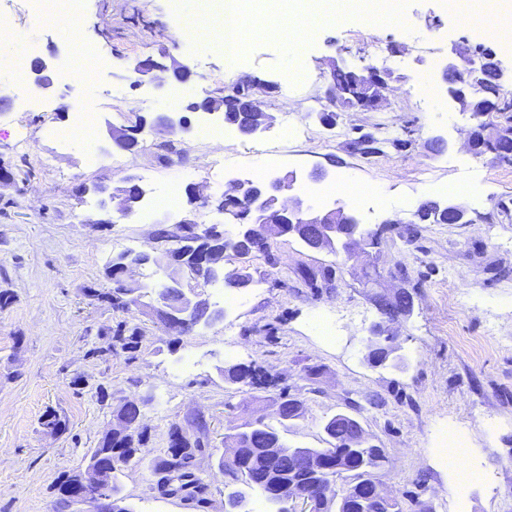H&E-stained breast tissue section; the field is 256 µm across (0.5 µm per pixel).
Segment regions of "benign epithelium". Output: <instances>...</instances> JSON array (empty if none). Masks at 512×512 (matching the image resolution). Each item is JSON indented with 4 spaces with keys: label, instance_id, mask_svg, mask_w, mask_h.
I'll use <instances>...</instances> for the list:
<instances>
[{
    "label": "benign epithelium",
    "instance_id": "benign-epithelium-1",
    "mask_svg": "<svg viewBox=\"0 0 512 512\" xmlns=\"http://www.w3.org/2000/svg\"><path fill=\"white\" fill-rule=\"evenodd\" d=\"M166 55L135 59L128 65V72L135 77L138 87H150L157 91L164 87L174 86L176 83H185L191 77L190 70L176 61L165 62ZM470 63V67L481 80L487 79L483 69V60L478 58V52L469 47L454 45L447 58L444 59L443 79L449 85L450 98L458 105L468 97L475 94L478 84L458 79V71L462 64ZM53 63L49 59H37L35 68L36 82L40 88L47 90L52 86L50 73ZM391 76L387 71H380L369 67L363 76L364 88L372 94L371 110H380L386 100L385 93L390 90ZM270 84H251L248 88H241L236 82L228 87V91L238 93L247 112L261 111L257 96L269 93ZM154 124L170 133L187 130V121L173 113H160L154 118ZM481 134L492 145L512 143V128L494 123H486L480 128ZM293 174L279 177L260 189L245 181H232L224 190L222 199L224 203L218 204V210L232 216L237 224L234 236H251L269 239L277 234L279 225L295 224L303 227V240L312 250H330L346 258L352 257L366 242L369 233L359 224L356 218L338 207L330 210H317L302 198L296 195L285 196V192L292 190ZM138 184L130 178L125 180V186L120 189V201L116 212L124 217L133 212L129 205L130 192ZM248 196L251 203L247 210H234L232 205L238 198ZM174 274L169 282L155 294L152 308L158 310L167 320L168 324L177 327L186 325L194 328L200 322L208 321L207 317L197 314V294L185 277V266L179 255L169 253ZM200 262L212 266L218 275L224 274V251L205 249L197 255ZM149 261V256L143 252L128 254V260L123 263V281L126 287L139 288L141 283L132 279L134 268ZM408 298L406 293L399 291L390 301L381 300V312L389 319H395L406 307ZM368 346L381 348L383 357L375 362L377 366H386L400 369L403 366L401 347L398 336L382 325H376L368 338ZM369 446V442L362 431H357L348 447V450L336 458L337 468L347 464L356 470L366 469V456L359 453V449ZM308 472V480L298 484L287 480L274 479L269 483L273 491L268 493L271 503L278 509L289 508L290 512H319L320 503L335 501L332 487L335 479L323 480V460L314 458L303 465ZM68 496L76 503L87 507L88 512H112V467H105L93 460L79 472L69 487Z\"/></svg>",
    "mask_w": 512,
    "mask_h": 512
}]
</instances>
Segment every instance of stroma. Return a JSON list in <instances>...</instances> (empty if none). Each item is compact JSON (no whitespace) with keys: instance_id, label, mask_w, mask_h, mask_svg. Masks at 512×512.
I'll list each match as a JSON object with an SVG mask.
<instances>
[{"instance_id":"stroma-1","label":"stroma","mask_w":512,"mask_h":512,"mask_svg":"<svg viewBox=\"0 0 512 512\" xmlns=\"http://www.w3.org/2000/svg\"><path fill=\"white\" fill-rule=\"evenodd\" d=\"M214 0H83V23L46 27L27 0H0V12L24 34L0 45V86L13 84L18 57L75 60L82 45L111 58L97 82L54 81L46 99L66 111L30 110L14 103L0 113V167L14 180L0 187V512H56L60 485L82 471L107 432L119 399L149 392L144 411L153 456L169 446V428L191 413L204 416L209 441L247 421L276 424L278 403L290 395L303 416L283 435L291 448H322L325 420L355 416L368 440L384 448L388 464L376 477L405 512H512V162L478 156L467 147L474 121L451 103L442 78L452 45H482V37L444 0H402L401 22L367 24L339 17L336 0H319L323 18L311 41L290 63L280 42L253 32L235 72L222 54L181 34L180 12L217 16ZM385 53L370 55L371 43ZM166 51L187 65L184 90L165 95L136 88L127 70L137 57ZM355 69L376 66L396 78L380 112H337L334 127L319 115L329 102L325 59ZM242 78L276 84L261 96L274 121L261 132L210 139L189 102L223 95ZM93 112L95 126L62 147L46 131L72 121V108ZM187 116L192 130L173 136L152 126L157 113ZM304 132L291 140L287 121ZM134 126L139 146H113L109 126ZM27 138L16 145V134ZM383 140L380 154L355 147L364 135ZM446 142L434 151L430 141ZM105 150L90 163L86 143ZM221 158L244 171L267 165L272 176L294 174L295 193L315 208L343 206L366 230L374 248L353 259L309 249L297 237L271 239L253 259L247 287L199 285L201 298L223 319L197 325L171 344L147 310L124 313L97 295L109 291L105 267L123 246L150 262L134 279L149 289L167 280L173 242L154 237L159 225L175 229L194 217L233 230L215 206L224 191L205 163ZM439 183L470 177L468 193L454 195L466 224L415 220L436 195L422 177ZM133 177L148 198L177 188L174 207L121 217L106 206V189ZM204 187L212 203L191 200ZM376 266L386 287L404 286L412 310L388 322L402 347V369L374 367L367 338L384 319L367 286ZM333 270L331 287H309L301 270ZM137 332L136 349L115 346L117 330ZM255 365L264 375L253 387L224 380L229 365ZM314 376H307L308 368ZM65 421L52 432L46 412ZM150 468L125 469L121 493L134 512H224L227 491L211 486L204 502L162 496L151 489Z\"/></svg>"}]
</instances>
